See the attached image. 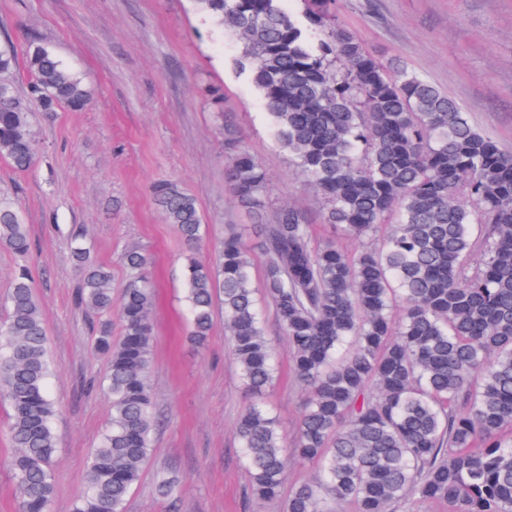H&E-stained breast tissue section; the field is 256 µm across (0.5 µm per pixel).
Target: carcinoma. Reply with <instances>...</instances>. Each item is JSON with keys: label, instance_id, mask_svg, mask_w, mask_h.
Segmentation results:
<instances>
[{"label": "carcinoma", "instance_id": "cac0c4a2", "mask_svg": "<svg viewBox=\"0 0 512 512\" xmlns=\"http://www.w3.org/2000/svg\"><path fill=\"white\" fill-rule=\"evenodd\" d=\"M280 0H196L237 37V66L250 73L279 146L323 205V223L372 244L348 250L315 243L304 212L268 210L267 173L235 126L216 115L229 162L224 184L249 215L261 275L228 225L221 249L197 255L203 224L178 182L151 192L188 246V341L206 346L216 304L229 354L254 399L236 437L251 494H282L288 462H315L314 476L288 492L286 512H389L416 496L448 512H512V155L468 120L461 106L398 61L372 55L336 21V0H303L299 25ZM29 92L8 74L0 49V157L33 164V107L88 106L81 78L29 39ZM0 247H31L14 202L0 193ZM79 304L99 321L108 361L103 386L112 418L90 453L73 512H126L151 455L156 418L148 374L155 289L144 249L125 248L129 279L120 299L122 335L112 339V273L79 243ZM0 323V400L13 448L5 460L20 512H51L57 472L43 312L22 267ZM270 307L294 352L307 393L285 445L264 400L279 362L264 327ZM182 480L161 477L159 496L176 504Z\"/></svg>", "mask_w": 512, "mask_h": 512}]
</instances>
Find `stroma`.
Returning <instances> with one entry per match:
<instances>
[{
	"instance_id": "35a3bbf8",
	"label": "stroma",
	"mask_w": 512,
	"mask_h": 512,
	"mask_svg": "<svg viewBox=\"0 0 512 512\" xmlns=\"http://www.w3.org/2000/svg\"><path fill=\"white\" fill-rule=\"evenodd\" d=\"M337 16L382 60L396 59L467 112L473 126L512 153V0H338ZM48 46L90 88L93 104L72 112L34 110L39 147L29 171L0 158V191L14 199L31 240L26 257L0 248V298L26 264L41 304L50 358L59 473L52 512H71L86 461L111 419L100 385L107 363L92 320L76 302L79 272L71 238L82 234L91 260L112 270L121 294L123 249L154 256L153 363L149 380L160 427L126 512H283V501L250 495L235 431L248 395L215 313L208 344L185 340L186 249L155 204L151 185L177 181L197 200L204 250L228 224L247 217L224 186V143L213 114L223 108L263 162L274 205L309 215L317 241L335 232L321 221L306 178L277 145L261 96L236 65L240 46L194 0H0V46L24 51L26 37ZM269 339L282 376L269 393L286 436H293L305 392L275 320ZM183 481L177 505L157 496L168 473Z\"/></svg>"
}]
</instances>
